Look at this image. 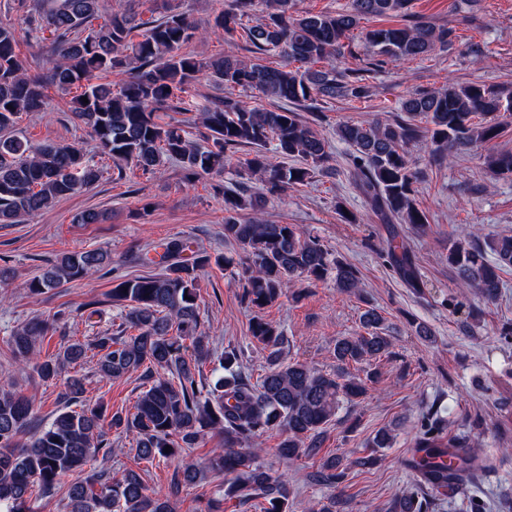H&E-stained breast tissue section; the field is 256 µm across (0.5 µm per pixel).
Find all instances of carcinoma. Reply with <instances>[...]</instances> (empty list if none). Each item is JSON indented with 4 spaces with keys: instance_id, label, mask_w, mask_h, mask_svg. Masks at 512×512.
Instances as JSON below:
<instances>
[{
    "instance_id": "cac0c4a2",
    "label": "carcinoma",
    "mask_w": 512,
    "mask_h": 512,
    "mask_svg": "<svg viewBox=\"0 0 512 512\" xmlns=\"http://www.w3.org/2000/svg\"><path fill=\"white\" fill-rule=\"evenodd\" d=\"M102 4L103 0H32L29 35L39 39L48 31L55 36V57L45 78L28 73L17 52L15 25L0 21V224H17L101 179V168L79 144L31 143L16 134L20 114L46 111L48 85L63 93L77 88L80 93L72 97L70 111L89 130L98 154L130 163L144 174L169 161L179 163L192 180L221 174L231 154L249 148L245 166L259 176L263 190L252 192L241 184L224 190V240L245 253L238 279L247 307L273 304L284 285L298 278L317 283L331 276L339 292H358L361 278L355 267L333 257L321 240L296 225L268 222L262 211L268 195L309 182L330 158L328 138L299 110L319 99L369 96L372 67L336 65L361 20L376 15L407 18L399 27L365 32L366 46L379 64L446 48L455 37L453 28L410 16L411 0H347L339 11L318 13L298 11L296 0H230L215 15L214 27L226 35L241 29L253 53L274 51L286 59L282 66H269L232 53L203 58L182 51L204 40V34L179 12L151 22L135 41L131 33L138 24L125 9L107 12L104 23L94 25ZM116 71L126 75L120 83H92L93 78ZM201 76L230 89L255 90L292 107L249 108L226 96L198 109V120L208 131L207 144L200 146L181 125L157 122L155 112L175 106L180 94ZM399 111L385 122L344 123L337 136L353 148L349 165L355 185L380 220L423 233L428 220L415 204L420 175L409 146L432 145V162L443 165L463 149L492 141L501 132L500 118L512 116V94L481 84H450L440 91L409 95ZM419 119L425 125L417 124ZM290 159L296 164H288ZM486 176L492 181L512 179V152L490 154ZM244 210L252 216L241 220L238 215ZM398 237L397 231L390 232L387 261L404 284L417 291L421 281L415 255ZM164 249L163 273L125 279L112 288V299L127 307L126 321L137 334L97 336L90 344L74 341L58 355L41 360L38 345L48 334L49 323L34 319L11 332L14 358L35 361L34 369L45 381L58 379L65 365L96 349L102 377L116 379L141 368L147 389L134 412L124 417H107L101 404H85L78 411L67 406L22 447L17 438L34 419L32 403L21 394H1L0 505H7V512H30L27 502L33 490L50 494L63 478L82 472L91 458L112 452L106 442L107 425L133 434L141 460L182 459V480L163 494L149 491L134 472L117 479L100 470L70 482L67 512H173L171 498L180 486L195 484L203 476L183 453L196 447L206 430L224 435V447L212 450L206 469L226 475L223 499L212 500L208 512H223L222 501L233 499L240 507L262 499V512H292L288 480L273 475L259 461V440L276 430L282 436L276 448L279 457L295 461L317 456L323 429L337 421L344 405L360 402L377 382L375 371L360 378L348 368L393 356L392 339L373 307L360 316L363 332L336 338L334 372L306 362H285L283 329L255 316L249 333L252 342L267 352V369L255 379L241 373V350L228 348L218 359L224 375L205 391L197 377L211 348L200 330L198 277L201 269L222 265L226 259L197 253L186 261L182 253L188 244L178 237L168 239ZM445 259L461 288L494 303L501 272L512 267V236L468 242L450 238ZM109 261V254L99 249L62 253L32 278L29 289L42 294L90 277ZM392 440L390 430L379 431L367 445L368 454L351 465H376L381 461L379 449ZM494 465L473 448L470 431L452 429L438 411H430L422 415L407 459V466L420 474V486L402 491L393 503L394 512H434L433 494L466 489ZM347 470L341 457H330L317 471V481L336 488Z\"/></svg>"
}]
</instances>
